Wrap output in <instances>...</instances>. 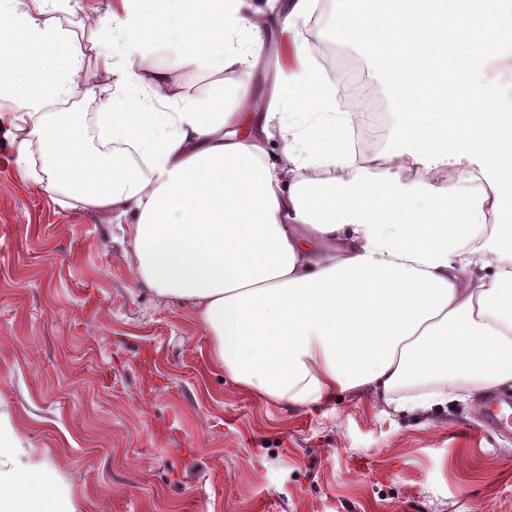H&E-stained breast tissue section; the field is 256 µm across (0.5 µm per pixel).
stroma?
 I'll list each match as a JSON object with an SVG mask.
<instances>
[{"label": "stroma", "instance_id": "obj_1", "mask_svg": "<svg viewBox=\"0 0 512 512\" xmlns=\"http://www.w3.org/2000/svg\"><path fill=\"white\" fill-rule=\"evenodd\" d=\"M253 72L287 74L288 33ZM0 136V407L85 512H512V435L479 399L369 391L293 408L206 358L193 312L138 287L119 225L15 178Z\"/></svg>", "mask_w": 512, "mask_h": 512}]
</instances>
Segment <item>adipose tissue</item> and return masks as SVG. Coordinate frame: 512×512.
<instances>
[{
	"label": "adipose tissue",
	"mask_w": 512,
	"mask_h": 512,
	"mask_svg": "<svg viewBox=\"0 0 512 512\" xmlns=\"http://www.w3.org/2000/svg\"><path fill=\"white\" fill-rule=\"evenodd\" d=\"M315 3L283 0L274 14L249 0L85 10L83 26L129 54L95 52L100 79L84 89L85 53L61 21L73 0H0V129L20 178L122 225L134 280L188 306L209 361L261 397L298 406L367 389L414 413L454 396L408 390L413 379L474 373L480 394L512 388V260L483 248L494 192L471 190L478 166L466 158L444 169L406 153L357 164L342 83L316 63L303 28ZM274 26L291 35L297 65L259 98L251 75ZM161 41L180 47L176 66L219 81L182 93L156 57ZM81 90L94 115L59 113ZM275 138L278 154L267 148ZM0 512H85L3 411Z\"/></svg>",
	"instance_id": "ef3b65f1"
}]
</instances>
